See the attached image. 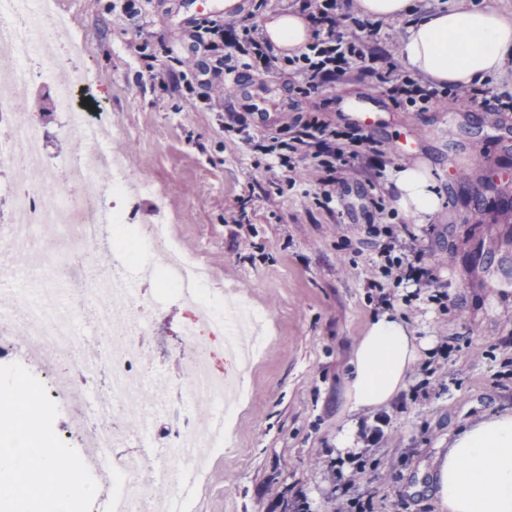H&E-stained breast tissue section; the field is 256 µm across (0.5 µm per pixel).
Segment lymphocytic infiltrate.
Returning <instances> with one entry per match:
<instances>
[{
  "mask_svg": "<svg viewBox=\"0 0 512 512\" xmlns=\"http://www.w3.org/2000/svg\"><path fill=\"white\" fill-rule=\"evenodd\" d=\"M300 10L306 13L315 27L313 40L299 54L283 58L274 54L257 27H246L239 32L224 29L223 25L216 23L205 27L206 49L215 59L207 71L206 81L211 101L223 100L226 76L234 74L244 59L265 70L292 76L309 88L335 77L352 62L365 59L362 44L344 40L337 33L342 20L358 22L355 11H342L340 0H300ZM378 78L387 84L396 103L421 111L437 102L440 96L437 89L429 88L421 78L393 63L387 64ZM336 136L335 129L313 116L305 120L300 132L289 139L251 135L247 141L254 151L271 157L278 166L286 168L291 167L295 155L312 151V162L305 170V178L318 187L322 203L327 206L335 201L337 190L348 188L357 163L367 159L369 151L364 140L354 139L350 144L340 146L336 143ZM430 274V269L423 263V254L414 242L402 240L380 252L378 261L371 265L368 285L379 287L384 278L399 283L406 280L418 282Z\"/></svg>",
  "mask_w": 512,
  "mask_h": 512,
  "instance_id": "f902f5d3",
  "label": "lymphocytic infiltrate"
}]
</instances>
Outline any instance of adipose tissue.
I'll use <instances>...</instances> for the list:
<instances>
[{"mask_svg": "<svg viewBox=\"0 0 512 512\" xmlns=\"http://www.w3.org/2000/svg\"><path fill=\"white\" fill-rule=\"evenodd\" d=\"M362 17L402 20L399 58L438 85L477 86L512 60V17L472 0L419 10L417 0H355ZM265 31L278 48L296 49L311 35L299 12L275 16ZM397 204L414 217L434 214L440 197L426 163L396 172ZM418 359L417 338L395 311L380 308L350 360L351 413L388 407L406 387ZM438 512H512V411L460 429L432 462Z\"/></svg>", "mask_w": 512, "mask_h": 512, "instance_id": "obj_1", "label": "adipose tissue"}]
</instances>
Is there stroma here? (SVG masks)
<instances>
[{"instance_id":"1","label":"stroma","mask_w":512,"mask_h":512,"mask_svg":"<svg viewBox=\"0 0 512 512\" xmlns=\"http://www.w3.org/2000/svg\"><path fill=\"white\" fill-rule=\"evenodd\" d=\"M61 4L95 75L79 112L115 126L128 173L161 189L182 249L209 265L214 290H230L269 319L265 348L246 368L213 339V371H244L251 393L230 422L229 448L209 464L198 512H337L358 496L372 512H437L429 482L437 451L458 428L512 411V112L488 105L512 95V66L489 77L486 104L469 109L398 106L366 61L315 89L242 69L233 94L213 105L202 80L183 78L178 65L210 61L194 33L213 0H136L133 15L124 0ZM142 28L151 36L146 48ZM254 96L271 100L267 120L249 112ZM358 102L368 104L371 125L355 122ZM308 115L371 148L345 199L328 207L317 187L293 182L291 171L228 130L238 120L251 134L286 139ZM29 117L47 130L54 175L66 174L70 154L58 143L68 118L51 112L45 93ZM477 147L486 164L472 159ZM403 148L428 161L439 184L440 209L421 221L394 205L391 175ZM337 224L347 233L335 234ZM403 228L435 277L432 299L411 300L410 281L383 283L422 346L406 389L385 410V439L355 470L336 437L349 419L353 347L380 307L368 261L389 244V231ZM143 296L154 317L140 343L162 378L155 395L168 396L183 380L179 334L195 312L152 284Z\"/></svg>"}]
</instances>
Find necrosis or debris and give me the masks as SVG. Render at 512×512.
Wrapping results in <instances>:
<instances>
[{"label": "necrosis or debris", "mask_w": 512, "mask_h": 512, "mask_svg": "<svg viewBox=\"0 0 512 512\" xmlns=\"http://www.w3.org/2000/svg\"><path fill=\"white\" fill-rule=\"evenodd\" d=\"M36 14L50 24L40 38L32 26ZM71 30L60 0H34L30 11L19 8L17 0H0V81L51 87L53 111L73 115L78 93L91 87L93 76L79 58ZM65 60L70 77L61 82L57 71ZM30 110L25 100L0 103V165L12 172L9 227L0 234V249L34 246L42 261L33 274L43 288L36 296L18 299L17 311L0 309V358L19 351L21 335H28L36 344L42 373L51 379L52 398L69 409L70 435L80 443L83 461L91 469L104 461L111 466L112 480L99 486L97 500H111L113 512H157L154 489L160 483L172 488L180 484L189 443L201 450L197 483L208 482V463L229 440L228 435L215 434L210 408L223 401L226 390L239 399L249 392L243 377L230 382L211 371L203 328L223 329L228 311L236 310L246 323L247 336L225 335L224 350L246 366L262 346L265 318L247 302L215 294L208 266L189 258L176 244L165 218L129 227L121 214L107 211L111 197L133 200L148 195L156 204L164 202L149 180L127 177L122 159L108 148L112 125L86 117L79 127H67L78 150L69 164L70 186L65 189L47 165L45 131L29 120ZM103 169L113 174L105 187L97 183ZM108 230L123 259L106 269L89 256L97 252ZM78 254L87 256V264H72V256ZM132 265L143 269L147 279L172 288L194 309L195 320L181 334L184 381L177 401L167 403L164 411L170 428L162 435L152 431L138 437L139 447L130 453L123 451L125 435L113 430L112 419L151 416L141 392L152 365L133 342L149 325L150 309L136 292L116 288L113 306L88 312L95 320L97 341L85 339L77 327L87 314L81 308L85 297L96 294L101 281L127 278ZM71 352L76 355V378L67 384L54 377L53 367L58 357ZM104 372L109 375V392L101 398L99 410L88 411L82 394Z\"/></svg>", "instance_id": "necrosis-or-debris-1"}]
</instances>
